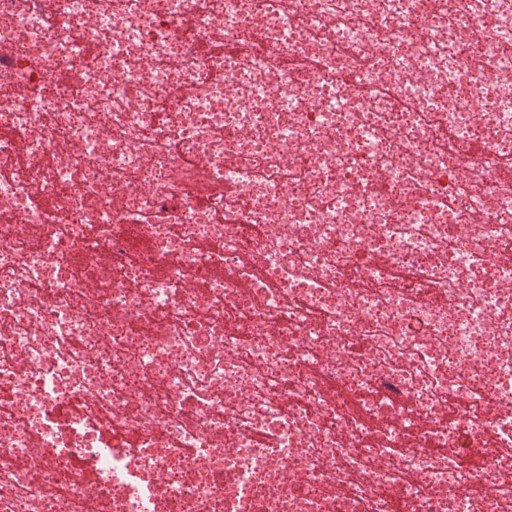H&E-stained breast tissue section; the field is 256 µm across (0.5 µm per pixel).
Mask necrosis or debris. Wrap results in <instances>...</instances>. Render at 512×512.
<instances>
[{
    "label": "necrosis or debris",
    "instance_id": "4bbe7bcc",
    "mask_svg": "<svg viewBox=\"0 0 512 512\" xmlns=\"http://www.w3.org/2000/svg\"><path fill=\"white\" fill-rule=\"evenodd\" d=\"M0 512H512V0H0Z\"/></svg>",
    "mask_w": 512,
    "mask_h": 512
}]
</instances>
